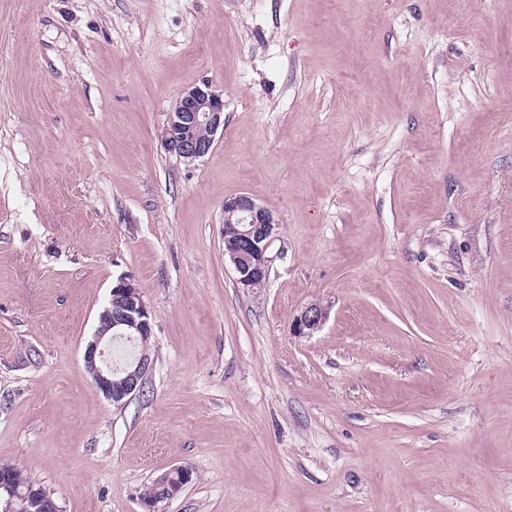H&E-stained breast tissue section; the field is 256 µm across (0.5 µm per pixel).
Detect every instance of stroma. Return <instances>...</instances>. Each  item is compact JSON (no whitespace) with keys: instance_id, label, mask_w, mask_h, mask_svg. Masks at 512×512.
I'll list each match as a JSON object with an SVG mask.
<instances>
[{"instance_id":"stroma-1","label":"stroma","mask_w":512,"mask_h":512,"mask_svg":"<svg viewBox=\"0 0 512 512\" xmlns=\"http://www.w3.org/2000/svg\"><path fill=\"white\" fill-rule=\"evenodd\" d=\"M121 276L153 366L118 407L82 355ZM0 464L62 512L174 466L158 512H512V0H0ZM219 129H224V98L203 84L181 93L161 139L168 151L192 162L210 152ZM277 222L273 215L246 194L224 199V257H227L237 282L255 288L267 279L272 243ZM328 317L327 306L321 303L310 304L294 318L290 330L294 336H310L326 323ZM190 472L184 467H173L164 472L165 482L163 488L164 495H156L154 493L142 497V504L146 509L145 512H156L155 507L160 502L174 498L190 479ZM184 482V484H183Z\"/></svg>"}]
</instances>
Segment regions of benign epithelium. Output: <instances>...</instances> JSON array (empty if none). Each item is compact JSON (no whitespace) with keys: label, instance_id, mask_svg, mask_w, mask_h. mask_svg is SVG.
I'll use <instances>...</instances> for the list:
<instances>
[{"label":"benign epithelium","instance_id":"7a95c632","mask_svg":"<svg viewBox=\"0 0 512 512\" xmlns=\"http://www.w3.org/2000/svg\"><path fill=\"white\" fill-rule=\"evenodd\" d=\"M224 129V98L204 84L181 93L161 135L166 149L186 161L206 156L213 147L218 130ZM277 222L273 215L246 194L224 199V256L237 282L255 288L267 279L272 243ZM329 317L328 307L308 305L291 324L296 336H310ZM153 335L152 316L145 302L125 277L118 278L110 290L107 304L99 316L96 334L86 345L83 361L95 389L112 403L121 405L140 393L152 367L148 353L141 352L122 366L112 364V342L124 340L146 345ZM165 494L142 497L146 512H156L157 504L174 498L190 479L184 467L164 472ZM61 512L56 501L45 491L22 492L6 473H0V512Z\"/></svg>","mask_w":512,"mask_h":512}]
</instances>
